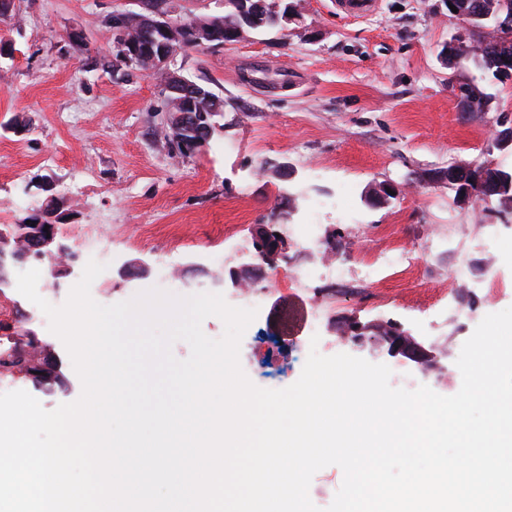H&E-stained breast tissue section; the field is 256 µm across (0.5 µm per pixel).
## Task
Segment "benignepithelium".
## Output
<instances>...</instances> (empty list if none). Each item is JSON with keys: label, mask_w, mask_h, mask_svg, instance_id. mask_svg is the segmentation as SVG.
Listing matches in <instances>:
<instances>
[{"label": "benign epithelium", "mask_w": 512, "mask_h": 512, "mask_svg": "<svg viewBox=\"0 0 512 512\" xmlns=\"http://www.w3.org/2000/svg\"><path fill=\"white\" fill-rule=\"evenodd\" d=\"M457 7V13H462L458 0H448ZM469 23V33H474L479 26L472 23L475 18L494 17L497 28L503 35L512 33V3L502 0L496 11L481 9L475 13L466 11ZM183 26L171 20L167 14L156 10L148 18H142L141 32L138 40L129 39L121 29H113V56L115 60L130 68L140 66L148 60L154 65V71L161 74L164 89L167 94L186 96V111L180 113L176 120L170 123L169 131L176 141L185 147H201L212 135L213 127L206 123V112L203 104L199 103L201 95L196 93V86L177 72L169 68L175 57L176 43L181 40ZM458 99L462 111L471 112L477 103H485V97L475 85H460L457 88ZM438 177L448 181L455 187L457 195L466 199L474 194H490L497 188L487 182L482 166H450L446 171L438 172ZM398 192L396 185L383 183L373 188L367 195V201L373 205L386 203L391 193ZM55 225H50L48 231L31 232L21 230V225L12 224L8 230L0 229V265L10 257L15 261H23L30 255L39 258L52 255L50 245L54 241ZM254 248L261 261L272 267L286 248L287 241L275 230L260 227L254 238ZM387 353L402 360L414 362L419 367L430 364L432 354L409 332L400 326H395L392 332L381 337Z\"/></svg>", "instance_id": "obj_1"}]
</instances>
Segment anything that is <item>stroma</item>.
<instances>
[{"mask_svg": "<svg viewBox=\"0 0 512 512\" xmlns=\"http://www.w3.org/2000/svg\"><path fill=\"white\" fill-rule=\"evenodd\" d=\"M284 27L247 31L237 41L179 54L175 68L224 101L210 141L180 156L165 146L159 76L114 73L110 20L143 0H14L0 19V225L57 212V264L8 263L0 281V336L38 342L55 365L52 381L19 372L22 390L48 410L82 392L62 341L16 288L36 268L62 305L89 261L105 269L90 294L102 305L159 288L178 296L239 292L223 279L257 263L259 225H318L326 244L359 264L378 248H409L414 264L344 296L323 336L355 317L393 321L433 348L436 368L407 370L417 384L456 394L464 342L490 313L512 306V208L480 195L459 202L435 171L484 164L512 169V81L496 80L471 53L444 49L465 30L444 0H379L362 18L335 0H296ZM476 84L484 111H461L455 88ZM288 175H278L279 166ZM396 197L366 202L377 184ZM266 278L267 297L240 345L257 386L281 389L300 376L314 335L310 290L293 268L317 271L315 252L295 237ZM175 263L177 277L162 278ZM469 288L452 292L457 274ZM503 284L488 300L491 276Z\"/></svg>", "mask_w": 512, "mask_h": 512, "instance_id": "obj_1", "label": "stroma"}]
</instances>
